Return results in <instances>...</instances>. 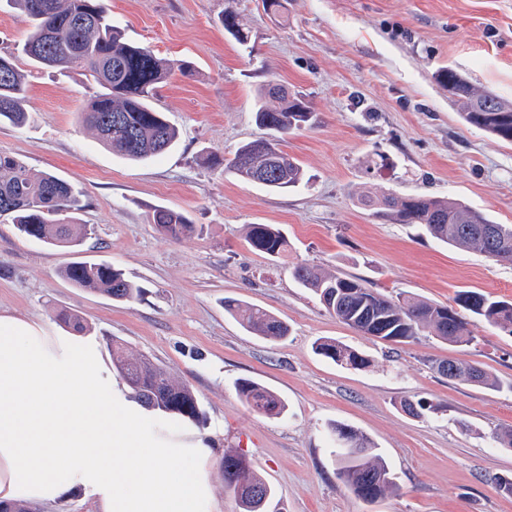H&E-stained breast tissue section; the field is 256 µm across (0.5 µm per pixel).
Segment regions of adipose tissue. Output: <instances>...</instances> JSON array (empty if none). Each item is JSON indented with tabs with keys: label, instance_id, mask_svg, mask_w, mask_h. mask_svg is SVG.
<instances>
[{
	"label": "adipose tissue",
	"instance_id": "obj_1",
	"mask_svg": "<svg viewBox=\"0 0 512 512\" xmlns=\"http://www.w3.org/2000/svg\"><path fill=\"white\" fill-rule=\"evenodd\" d=\"M209 455L205 435L136 410L91 344L0 314V501L80 489L92 512H203Z\"/></svg>",
	"mask_w": 512,
	"mask_h": 512
}]
</instances>
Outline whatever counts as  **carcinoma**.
<instances>
[{"label":"carcinoma","instance_id":"obj_1","mask_svg":"<svg viewBox=\"0 0 512 512\" xmlns=\"http://www.w3.org/2000/svg\"><path fill=\"white\" fill-rule=\"evenodd\" d=\"M6 4L29 22V34L18 52L32 65L82 69L100 88L78 113V121L106 150L131 162H142L162 155L174 144L176 129L153 106L156 89L170 77L172 69L151 49L127 40L112 25L102 0H6ZM221 22L238 43H249L250 31L235 11H224ZM15 59L12 53L0 54V124L21 127L29 121V112L25 107V75ZM436 78L448 85V98L461 104L460 115L467 124L512 143V101L478 89L459 70L450 75L442 69ZM315 121V113L302 96L288 93L283 86L275 89L267 85L256 100L255 122L268 130L269 136L241 145L225 171L270 191L299 185L304 171L281 149V136ZM361 204L399 224H418L430 237L454 247L474 249L486 257L494 251L512 256V225L497 224L457 200L389 193L380 198L365 196ZM84 207L80 193L66 180L51 173L36 174L19 157L0 153V216L9 217L20 235L74 249L86 234L79 219ZM153 223L173 239L194 231L183 213L166 207L154 210ZM246 238L254 251L270 257L280 255L288 246L282 232L271 224L248 225ZM61 276L77 288L118 301L136 300L142 294L140 286L105 262H73L61 270ZM292 276L344 323L385 342L406 343L429 329L445 341L467 345L474 340L467 314L512 335V301L476 290L458 292L454 305L448 306L405 294L393 298L366 287L357 278L320 272L306 264L294 267ZM224 311L264 340L288 336V325L258 306L228 299ZM57 318L73 332L87 330L76 313L63 309ZM314 350L346 367L359 369L369 364L365 356L333 340L317 341ZM448 363L457 365L455 381L488 389L498 386L492 374L465 361H440L434 368L442 373ZM112 366L142 407L183 421H202L203 412L189 385L145 356L128 352L116 340L112 341ZM236 389L254 411L276 418L283 415L282 399L259 383L244 379L237 382ZM327 435L336 448L338 472L345 475V485L358 497L373 502L393 488V477L373 454L368 437L341 423L330 424ZM230 467L236 468L237 483L226 490L239 508L242 512H263L250 500L249 490L263 488L270 497L271 485L240 453L224 454L222 470Z\"/></svg>","mask_w":512,"mask_h":512}]
</instances>
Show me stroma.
<instances>
[{
    "instance_id": "obj_1",
    "label": "stroma",
    "mask_w": 512,
    "mask_h": 512,
    "mask_svg": "<svg viewBox=\"0 0 512 512\" xmlns=\"http://www.w3.org/2000/svg\"><path fill=\"white\" fill-rule=\"evenodd\" d=\"M103 3L129 40L173 66L154 106L179 139L157 160L112 155L77 122L93 81L17 57L33 120L0 125V153L81 191L87 235L74 253L22 237L0 217V314L64 336L56 312L73 311L104 363L118 340L188 383L215 443L210 512H238L221 472L230 450L273 486L265 512H512V496L496 487L512 477V450L495 441L512 428V335L473 318L466 346L427 333L387 343L340 321L291 274L307 263L387 295L450 305L473 289L512 300V264L422 236L358 202L385 192L450 197L512 224V144L467 125L435 79L451 66L512 100V0H288L280 17L262 0ZM228 8L249 28V46L225 34ZM186 61L189 77L179 71ZM269 83L302 95L317 118L285 139L308 182L283 192L223 168L264 136L254 98ZM158 207L184 213L198 232L165 236L151 221ZM251 224L279 227L287 251L276 260L253 251ZM82 258L120 269L143 298L119 302L72 286L60 270ZM228 297L277 316L287 337L247 332L225 313ZM322 338L356 349L369 366L317 355ZM448 357L480 365L500 389L448 380L433 366ZM241 379L279 395L285 414L251 410L236 390ZM406 400L437 409L413 417L401 408ZM334 421L373 442L393 474L391 492L367 502L337 478L327 438Z\"/></svg>"
}]
</instances>
